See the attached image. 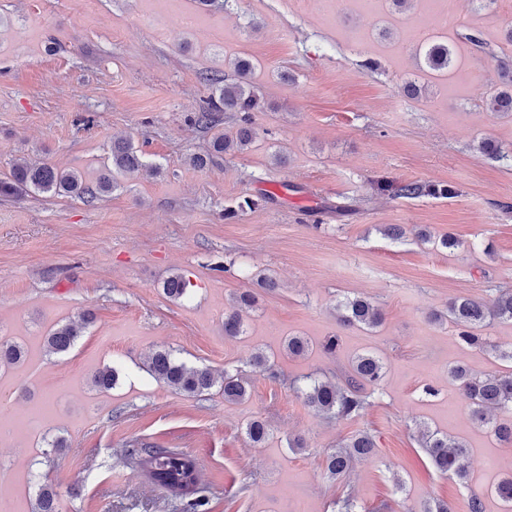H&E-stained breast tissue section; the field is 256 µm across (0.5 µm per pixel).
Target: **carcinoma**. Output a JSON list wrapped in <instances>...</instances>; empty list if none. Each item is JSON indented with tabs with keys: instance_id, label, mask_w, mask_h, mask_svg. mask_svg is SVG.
<instances>
[{
	"instance_id": "carcinoma-1",
	"label": "carcinoma",
	"mask_w": 512,
	"mask_h": 512,
	"mask_svg": "<svg viewBox=\"0 0 512 512\" xmlns=\"http://www.w3.org/2000/svg\"><path fill=\"white\" fill-rule=\"evenodd\" d=\"M420 66L430 71L446 72L453 67L455 51L448 42L435 39L422 41L417 46ZM237 79L222 83L216 76L207 78L212 87L209 107L198 113L196 123L205 128H215L212 148L217 153L230 150L242 151L253 139V116L262 111L263 103L256 86L251 81V64L244 59L233 62ZM487 107L492 112L504 115L512 113V92L505 89L487 96ZM240 113V124L232 133L217 128L221 113ZM139 148L131 140L112 144L109 162L103 173L92 183L78 170L59 169L49 162H20L12 165L9 175L0 178V196L4 198L51 194L93 199L108 194L120 187L119 177L143 167ZM380 191L399 198L422 196L444 197L455 194L451 186L439 183L398 182L382 183ZM189 281L176 274L162 281L163 293L177 300L187 294ZM255 296L250 292L233 295L232 305L224 312V335L238 337L246 334L240 310L251 307ZM338 320L346 327L374 329L379 327L384 316L381 310L365 296L348 297L337 305ZM92 315L84 313L81 323L69 321L50 329L44 336L46 354L62 356L75 345L81 333L80 324L87 323ZM450 320L458 327L457 336L471 348L491 349L495 357L512 362V350L505 351L482 335V328L496 320L512 321V291L499 290L491 298L474 300L457 297L448 301L445 313L433 315V321ZM309 342L302 336H290L285 341V351L291 357L305 354ZM24 361V349L17 342L0 339V366L16 365ZM385 364L373 353L357 355L350 369L342 376L311 378L302 387L296 388L303 402L316 412L338 420L360 417L370 406L368 388L376 386L383 378ZM147 371L169 387L190 396H198L214 387L217 382L205 367L191 368L179 360L169 349L158 350L149 359ZM449 376L469 401L472 419L490 430L506 444H512V422H500L495 411H512V369L506 372L476 375L463 364L448 370ZM117 380L116 371L110 367L99 370L93 377V385L101 390H110ZM224 390V401L234 403L248 394L246 382L237 374L224 371L220 382ZM249 440L258 444L265 440L268 431L265 422L253 420L247 424ZM418 443L424 448L433 468L442 475L464 480L468 473L469 452L458 440H448V435L427 428L419 430ZM375 454L373 436L359 431L325 452L326 471L338 481L349 472L353 462L367 460ZM127 460L133 477L144 479L165 491L168 497L178 502L181 512H206L205 482L196 459L177 448H130ZM512 512V475L500 479L490 489ZM37 512H60L59 494L49 485L39 487L36 498Z\"/></svg>"
}]
</instances>
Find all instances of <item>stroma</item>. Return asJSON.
<instances>
[{
	"label": "stroma",
	"instance_id": "obj_1",
	"mask_svg": "<svg viewBox=\"0 0 512 512\" xmlns=\"http://www.w3.org/2000/svg\"><path fill=\"white\" fill-rule=\"evenodd\" d=\"M229 0L200 11L194 0H0V177L20 157L40 158L94 181L114 139L128 137L158 175L133 174L93 201L69 196L0 198V338L22 343L25 362L0 368V501L34 512L52 485L60 512H178L160 488L132 478L131 445L194 455L210 484V512H335L348 494L362 512H411L436 499L466 512L470 491L502 512L487 489L512 474L499 444L455 394L449 367L504 370L505 361L458 341L453 323L430 316L455 297L512 289V117L485 97L512 71V0H458V91L420 71L417 41L391 0L367 13L361 0ZM480 31L485 47L459 42ZM366 35L370 53L349 39ZM249 59L265 108L248 149L211 151L196 115L211 94L207 76L234 81ZM377 62L366 69V58ZM425 92L409 97L407 82ZM490 138L505 150H477ZM207 159L204 167L190 155ZM453 186L449 198H394L380 182ZM248 198L259 199L254 208ZM404 225L402 238L386 236ZM453 234L458 248L417 240ZM275 276L269 292L258 272ZM181 273L193 289L166 297ZM250 290L244 336L224 335L234 294ZM372 298L383 324L341 327L345 297ZM91 311L93 321L64 356L46 355L54 325ZM340 335L334 356L320 348ZM312 351L288 357L286 337ZM170 348L192 367L248 382L228 403L220 387L190 397L156 381L145 363ZM386 373L372 407L354 420L326 418L291 387L333 376L363 352ZM266 354L271 369L252 363ZM118 379L92 385L104 367ZM437 393L425 395V385ZM265 421L255 444L247 424ZM464 441L467 482L440 475L416 440L417 424ZM358 430L378 452L341 482L324 454ZM302 438L304 448L289 447ZM63 447H53L55 439Z\"/></svg>",
	"mask_w": 512,
	"mask_h": 512
}]
</instances>
